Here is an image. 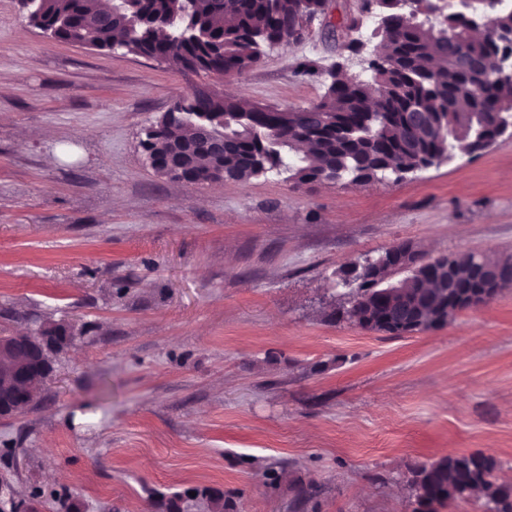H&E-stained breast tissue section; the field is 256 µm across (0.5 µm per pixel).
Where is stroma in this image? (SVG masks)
<instances>
[{
	"label": "stroma",
	"mask_w": 512,
	"mask_h": 512,
	"mask_svg": "<svg viewBox=\"0 0 512 512\" xmlns=\"http://www.w3.org/2000/svg\"><path fill=\"white\" fill-rule=\"evenodd\" d=\"M307 59L363 72L317 19L218 86L305 106L324 92ZM196 82L55 41L0 0V329H88L38 407L0 420L22 482L80 512L198 484L235 512H413V468L456 451L512 482V288L407 337L334 317L337 273L394 245L512 257V138L397 182L188 185L139 142Z\"/></svg>",
	"instance_id": "stroma-1"
}]
</instances>
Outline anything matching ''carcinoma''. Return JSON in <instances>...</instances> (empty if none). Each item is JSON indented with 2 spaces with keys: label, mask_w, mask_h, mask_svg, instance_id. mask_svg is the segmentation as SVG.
I'll use <instances>...</instances> for the list:
<instances>
[{
  "label": "carcinoma",
  "mask_w": 512,
  "mask_h": 512,
  "mask_svg": "<svg viewBox=\"0 0 512 512\" xmlns=\"http://www.w3.org/2000/svg\"><path fill=\"white\" fill-rule=\"evenodd\" d=\"M360 5L378 17L371 38L385 49L364 59L369 77L326 70L321 99L306 107L280 108L228 96L210 87L171 102L167 112L143 128L142 147L158 176L187 184L237 182L287 175L296 186L308 183L380 182L393 172L414 173L477 155L512 118V80L498 79L496 65L512 58V42L498 36L512 30V10H495L487 0L482 18L489 29L472 36L474 16L435 0H367ZM327 0H121L117 10L99 0H36L28 23L53 39L86 48L144 57L182 73L218 77L242 75L266 52L288 43L289 29L327 18ZM471 66H462V60ZM171 112L185 114L174 120ZM224 134V155L210 150L214 134ZM460 297L448 305V318L473 307L472 289L482 282L478 266H495L492 256L457 254ZM432 311L406 324L397 307L376 302V292L360 284L339 315L362 329L401 336L434 326ZM39 330L56 335L86 334L62 323L43 322ZM490 455L453 453L417 466L412 488L426 512L477 498L486 512H512V484L499 480ZM10 485L8 512H38L42 491ZM196 496H191V493ZM156 512H228L224 492L195 486L162 495Z\"/></svg>",
  "instance_id": "1"
}]
</instances>
